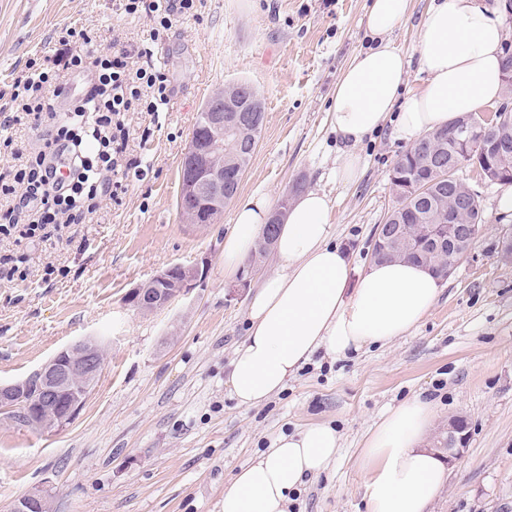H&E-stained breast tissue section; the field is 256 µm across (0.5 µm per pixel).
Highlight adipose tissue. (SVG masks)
Here are the masks:
<instances>
[{
  "instance_id": "obj_1",
  "label": "adipose tissue",
  "mask_w": 512,
  "mask_h": 512,
  "mask_svg": "<svg viewBox=\"0 0 512 512\" xmlns=\"http://www.w3.org/2000/svg\"><path fill=\"white\" fill-rule=\"evenodd\" d=\"M409 5L369 0L366 33L373 46L356 52L336 80L329 112L347 146L336 169L341 183L362 177L357 148L366 136L388 127L396 139L412 143L503 96L508 34L484 0H432L414 48L426 83L405 92L408 62L390 35ZM332 208L327 194L305 191L278 228L277 269L249 300L247 334L225 381L240 406L267 401L317 353L342 358L390 344L415 328L442 292V278L411 261H375L355 273L348 250L333 240ZM273 210L264 193L238 203L224 237L225 278L242 272ZM435 418L433 402L415 396L367 431L356 459L367 512H427L440 495L446 467L427 446ZM339 442L325 423L280 435L235 474L224 490L223 512H288L293 496L335 458Z\"/></svg>"
}]
</instances>
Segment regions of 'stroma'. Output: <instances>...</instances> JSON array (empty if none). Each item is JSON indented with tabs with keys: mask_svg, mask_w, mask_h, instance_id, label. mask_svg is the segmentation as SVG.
<instances>
[{
	"mask_svg": "<svg viewBox=\"0 0 512 512\" xmlns=\"http://www.w3.org/2000/svg\"><path fill=\"white\" fill-rule=\"evenodd\" d=\"M367 4L202 0L198 18L174 22L154 46L170 76L169 102L152 116L124 117L129 156L145 176L61 239L0 243V253L26 254L31 270L26 280L0 281V382L24 379L85 338L104 358L70 424L48 432L0 417V512L31 493L47 496L51 512H222L243 464L313 422L332 424L340 447L290 512H366L355 465L363 437L386 409L418 394L436 403V428L454 417L468 425L464 454L430 512H512V262L500 246L512 213L499 208L503 184L473 167L459 175L480 197L483 230L415 329L348 359L315 355L258 408L237 406L224 385L248 297L275 260L266 257L238 287L224 278L222 252L234 205L216 224L180 214L181 161L197 116L217 89L254 87L265 119L239 196L265 192L278 203L298 186L327 193L334 236L364 270L396 204L389 175L408 150L382 129L358 147L362 178H336L344 144L328 106L341 69L369 44ZM70 26L92 30L106 48L140 45L150 29L118 0H0V91L25 75L30 58L65 57ZM177 264L202 269L193 290L155 312L130 302L134 288ZM48 265L59 273L47 280Z\"/></svg>",
	"mask_w": 512,
	"mask_h": 512,
	"instance_id": "obj_1",
	"label": "stroma"
}]
</instances>
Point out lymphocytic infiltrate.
I'll use <instances>...</instances> for the list:
<instances>
[{
	"label": "lymphocytic infiltrate",
	"mask_w": 512,
	"mask_h": 512,
	"mask_svg": "<svg viewBox=\"0 0 512 512\" xmlns=\"http://www.w3.org/2000/svg\"><path fill=\"white\" fill-rule=\"evenodd\" d=\"M128 15L148 18L150 36L197 11V0H121ZM69 52L61 68L50 57L30 58L27 73L11 86L13 108L0 113V150L12 160L0 175V241L51 238V227L88 223L103 201L127 191L118 180L124 151L110 129L122 113L158 111L169 101L170 79L152 62L151 48L104 50L84 28H68ZM141 65H133V58ZM91 72L94 80L67 111L55 108L61 71ZM38 141L30 150V141Z\"/></svg>",
	"instance_id": "obj_1"
}]
</instances>
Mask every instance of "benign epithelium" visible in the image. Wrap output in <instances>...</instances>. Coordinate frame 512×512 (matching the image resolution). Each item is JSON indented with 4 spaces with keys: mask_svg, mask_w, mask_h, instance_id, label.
<instances>
[{
    "mask_svg": "<svg viewBox=\"0 0 512 512\" xmlns=\"http://www.w3.org/2000/svg\"><path fill=\"white\" fill-rule=\"evenodd\" d=\"M225 116L224 102L213 101L208 109L207 128L213 138V148L216 150L224 147ZM477 148L484 157L482 170L484 178L492 182L512 181V151L508 149V144L495 136L479 137L473 126L468 124L459 130V138L456 140L455 166L468 163L473 151ZM187 156V168L182 170L180 181L183 201H205L209 207L215 210L221 209L224 205V176L213 170L208 161L196 158L194 148L187 150ZM439 230L448 236V272L451 273L471 251L478 237L477 225L455 224L451 220L446 224H431L428 239H436ZM408 243L410 240L403 233L398 232L388 237L382 229L375 239L374 250L385 249L392 245L406 247ZM199 272L200 269L197 267L185 268L173 265L157 273L146 284L137 287L133 294L139 295L151 290L159 292L169 283H178V288L173 290L172 296H162L152 306V310L155 311L165 307L174 298L189 292ZM98 370L96 344L89 339L77 341L58 352L26 379L8 384L0 383V411L29 412V403L25 401V397L29 391L37 390L51 393L59 399L57 407L64 408L60 420L63 423L69 422L82 408L81 402L66 400L70 381L76 376L92 378L97 375ZM466 440L467 435L460 420L450 421L448 423V457L460 458Z\"/></svg>",
    "mask_w": 512,
    "mask_h": 512,
    "instance_id": "benign-epithelium-1",
    "label": "benign epithelium"
}]
</instances>
